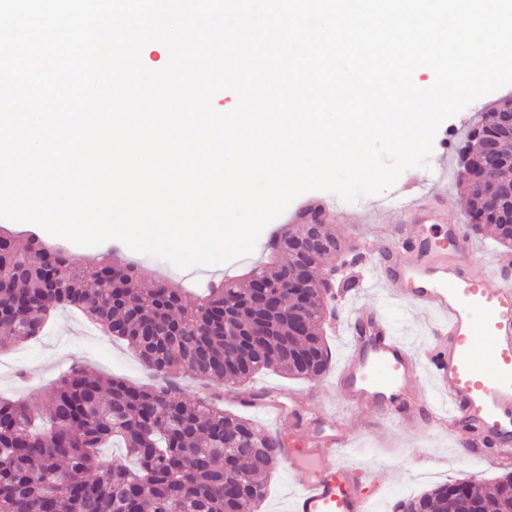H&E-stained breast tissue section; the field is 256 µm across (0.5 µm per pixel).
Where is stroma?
Masks as SVG:
<instances>
[{
  "mask_svg": "<svg viewBox=\"0 0 512 512\" xmlns=\"http://www.w3.org/2000/svg\"><path fill=\"white\" fill-rule=\"evenodd\" d=\"M507 101H512V85L479 98L444 121L435 133L432 155L426 165L403 171L398 185L412 187L420 184L429 192H447L449 218L466 221L467 183L460 174L455 154H442L441 148L444 143L461 140L469 126ZM381 200V195L376 194L343 202L346 215L344 221L334 223L336 234L358 249L381 246L386 225L400 221L397 214L377 212ZM28 230L43 242H56L74 264L85 265L102 257L109 258L115 265L133 264L145 285L162 283L178 288L185 291L190 300L198 297L201 288L220 281L225 275L235 277L237 282H246L250 269L266 259L263 248L259 247L253 254L224 264L219 270L202 267L181 271L165 261L133 252L116 240L96 247H80L63 238L51 239L35 224L29 225ZM344 275L355 282L354 289L346 295L347 302H360L381 311L415 346L424 344L428 336L424 313L408 310L383 295L372 293L374 277L367 270L348 267ZM75 364L131 384L152 385L156 382L152 372L124 341L108 336L81 311L63 307L51 316L39 339L0 350V397L30 404L44 401L61 373ZM307 412L316 416L321 424L333 414L346 417L347 427L354 436V450L349 461L362 470L379 473L378 499L387 510L405 497L439 483L468 478L485 484L502 473L496 462L481 458L479 449L457 451L447 433L427 430L416 434L401 420L382 422L377 428H370L367 417L346 416L340 399L333 394L308 406Z\"/></svg>",
  "mask_w": 512,
  "mask_h": 512,
  "instance_id": "stroma-1",
  "label": "stroma"
}]
</instances>
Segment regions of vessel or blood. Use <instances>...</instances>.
<instances>
[{
  "label": "vessel or blood",
  "mask_w": 512,
  "mask_h": 512,
  "mask_svg": "<svg viewBox=\"0 0 512 512\" xmlns=\"http://www.w3.org/2000/svg\"><path fill=\"white\" fill-rule=\"evenodd\" d=\"M397 211L407 224L363 260L377 271L386 297L432 316L427 344L414 349L382 313L358 306L342 320L348 351L326 386L285 402L266 388L234 396L274 424L288 416L299 421L300 438L280 449L290 470L305 474L286 512H372L358 470L342 461L353 445L345 425L329 422L325 452L304 437L314 422L301 420L299 410L327 390L338 393L347 412L402 420L417 433L443 430L459 448L478 445L500 463L512 462V279L486 264L474 269V240L439 209L410 197ZM423 377L447 408L418 399L414 383Z\"/></svg>",
  "instance_id": "b4317fda"
}]
</instances>
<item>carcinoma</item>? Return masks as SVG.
<instances>
[{
    "mask_svg": "<svg viewBox=\"0 0 512 512\" xmlns=\"http://www.w3.org/2000/svg\"><path fill=\"white\" fill-rule=\"evenodd\" d=\"M482 134L499 145V162L470 180L468 221L512 249V224L488 204L498 182H512V105L487 113L465 142ZM306 224L275 232L267 251L283 257L258 265L250 280L302 278L306 267H344L355 259L325 227L326 245L299 246ZM13 273L0 278V306L18 300L37 314L22 323L0 319V348L40 336L60 306L85 312L127 343L160 380L192 374L244 388L262 370L319 380L331 352L324 336L330 295L288 293L275 306L231 280L210 285L189 305L174 289L141 288L132 269L75 267L33 235L13 236ZM165 324L164 336L151 331ZM210 398L180 396L160 386L105 380L82 367L62 375L43 404L0 398V512H256L279 460L278 443L252 422ZM118 444L134 467L108 463L100 449ZM98 473L95 478L92 473ZM512 470L482 486L450 481L411 497L413 512H456L459 497L481 512H512Z\"/></svg>",
    "mask_w": 512,
    "mask_h": 512,
    "instance_id": "carcinoma-1",
    "label": "carcinoma"
}]
</instances>
